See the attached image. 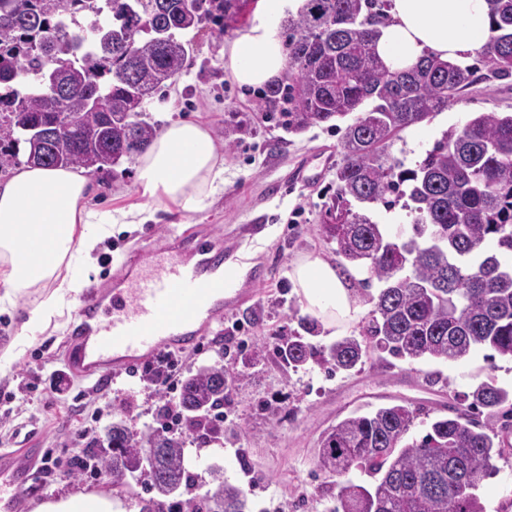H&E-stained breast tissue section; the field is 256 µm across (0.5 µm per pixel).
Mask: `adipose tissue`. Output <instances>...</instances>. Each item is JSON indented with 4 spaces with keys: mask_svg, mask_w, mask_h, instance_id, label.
Segmentation results:
<instances>
[{
    "mask_svg": "<svg viewBox=\"0 0 512 512\" xmlns=\"http://www.w3.org/2000/svg\"><path fill=\"white\" fill-rule=\"evenodd\" d=\"M388 13L376 52L392 71L428 55L467 63L490 35L486 0H390ZM224 67L240 86L269 84L286 67L284 43L266 24L255 25L229 46ZM137 182L151 200L199 210L224 187L222 146L201 123L173 121L138 158ZM89 191L87 176L73 169L29 166L0 182V305L12 303L24 289L54 285L30 310L28 326L45 327L63 316L85 285L69 271L74 253L91 252L98 238L112 230V213L86 207ZM290 278L303 310L319 319L329 335L358 321L361 309L330 262L300 258Z\"/></svg>",
    "mask_w": 512,
    "mask_h": 512,
    "instance_id": "obj_1",
    "label": "adipose tissue"
}]
</instances>
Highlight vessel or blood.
Instances as JSON below:
<instances>
[{
    "mask_svg": "<svg viewBox=\"0 0 512 512\" xmlns=\"http://www.w3.org/2000/svg\"><path fill=\"white\" fill-rule=\"evenodd\" d=\"M237 271L223 249L195 245L191 234L160 249L135 250L111 287L81 299L65 361L87 377L132 366L165 348H194L203 326L222 321L243 297ZM40 449L0 454V512H14L33 479Z\"/></svg>",
    "mask_w": 512,
    "mask_h": 512,
    "instance_id": "1",
    "label": "vessel or blood"
}]
</instances>
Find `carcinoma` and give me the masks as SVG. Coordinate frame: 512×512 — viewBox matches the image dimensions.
I'll return each mask as SVG.
<instances>
[{"instance_id": "1", "label": "carcinoma", "mask_w": 512, "mask_h": 512, "mask_svg": "<svg viewBox=\"0 0 512 512\" xmlns=\"http://www.w3.org/2000/svg\"><path fill=\"white\" fill-rule=\"evenodd\" d=\"M491 34L482 66L426 57L391 71L376 53L389 0H306L288 19L286 81L256 103L265 119L302 131L351 118L339 142L342 162L321 232L336 268L365 275L374 304L361 337L329 347L303 333L277 338L282 363L351 371L369 350L416 361H459L476 348L512 358V112H481L444 133L413 168L388 152L393 138L440 112L480 81L512 76V0H486ZM249 0H0V172L26 163L104 171L142 153L156 130L141 119L146 104L193 57L204 24L217 35L244 18ZM410 227L388 229L369 206L390 210L402 198ZM219 359L180 380L183 426L202 443L220 442L214 410L232 387ZM465 405L436 418L425 435L410 431L406 404L353 414L325 431L318 463L338 478L331 512H486L477 491L496 474L492 459L511 447L512 389L482 381ZM494 420L485 424L481 415ZM101 467L122 482L143 461L150 502L191 489L186 440L153 430L138 438L109 428ZM359 470L371 487L347 478ZM190 512H248L245 491L213 478Z\"/></svg>"}]
</instances>
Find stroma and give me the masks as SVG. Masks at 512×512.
<instances>
[{
    "mask_svg": "<svg viewBox=\"0 0 512 512\" xmlns=\"http://www.w3.org/2000/svg\"><path fill=\"white\" fill-rule=\"evenodd\" d=\"M259 19L260 5L253 0L244 24L220 36L207 28L200 31L191 62L155 93L144 115L158 129L177 119L196 120L219 139L233 115L249 117L254 133L223 149V192L204 209L187 211L143 196L135 161L124 159L107 172L91 175L88 207L145 209L149 216L114 229L96 244L89 259L75 258L73 269L88 286L109 285L123 257L188 229L236 258L240 282L252 288V297L207 328L193 349L183 351L176 369L182 377L213 364L224 347V363L234 376L225 404L233 416L224 424V442L208 445L201 462L189 467L195 492L200 495L211 487L209 470L217 466L229 483L246 492L250 512H331L334 488L317 464L318 441L325 430L353 412L408 402L426 410L412 429L414 436H423L443 404L463 398L478 382L491 379L511 389L512 360L485 348L452 363H408L373 351L348 373L331 375L315 365L296 372L283 367L273 341L297 331L304 315L289 276L292 264L304 255L335 259L320 226L327 197L336 188L341 134L326 124L292 133L268 122L255 109L260 90L232 82L224 70V52L245 26ZM481 112H512V77L465 90L448 109L400 132L389 151L406 167H414L445 131ZM302 164L308 167L310 182L291 178L292 170ZM260 265L266 281L257 286L253 273ZM47 294V289L30 288L0 309V451L14 453L31 446L63 459L85 432L104 435L118 420L137 434L158 428L170 397L130 370L112 369L100 378L72 374L68 387L55 391L57 373L66 367L64 345L77 307L69 305L58 323L25 329L29 309ZM235 322L244 324V332L232 333ZM24 330L28 342L13 346ZM493 463L497 473L479 494L486 512H512V449L494 457ZM78 493L110 499L114 512H144L148 500L135 483L78 473L52 484L36 483L17 512H41L44 505Z\"/></svg>",
    "mask_w": 512,
    "mask_h": 512,
    "instance_id": "obj_1",
    "label": "stroma"
}]
</instances>
